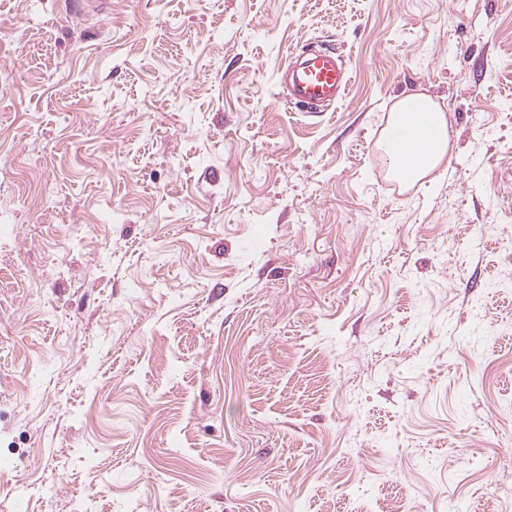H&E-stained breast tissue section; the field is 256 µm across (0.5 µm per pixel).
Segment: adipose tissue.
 I'll return each mask as SVG.
<instances>
[{"label":"adipose tissue","instance_id":"obj_1","mask_svg":"<svg viewBox=\"0 0 512 512\" xmlns=\"http://www.w3.org/2000/svg\"><path fill=\"white\" fill-rule=\"evenodd\" d=\"M387 168L405 181H418L443 159L448 150V126L434 102L421 94L401 98L380 142Z\"/></svg>","mask_w":512,"mask_h":512}]
</instances>
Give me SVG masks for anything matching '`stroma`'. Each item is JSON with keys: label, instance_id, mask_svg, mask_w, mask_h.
<instances>
[{"label": "stroma", "instance_id": "35a3bbf8", "mask_svg": "<svg viewBox=\"0 0 512 512\" xmlns=\"http://www.w3.org/2000/svg\"><path fill=\"white\" fill-rule=\"evenodd\" d=\"M0 200V512L512 502V0H0ZM287 98L304 109H318L342 96L350 77L345 73L340 56L330 50H308L285 67ZM443 114L421 94L407 95L394 105L390 127L380 142L389 172L416 183L437 167L448 150V126ZM419 127L426 131L419 133Z\"/></svg>", "mask_w": 512, "mask_h": 512}]
</instances>
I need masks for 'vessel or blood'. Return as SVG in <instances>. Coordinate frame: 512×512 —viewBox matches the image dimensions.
Returning a JSON list of instances; mask_svg holds the SVG:
<instances>
[{"instance_id":"b4317fda","label":"vessel or blood","mask_w":512,"mask_h":512,"mask_svg":"<svg viewBox=\"0 0 512 512\" xmlns=\"http://www.w3.org/2000/svg\"><path fill=\"white\" fill-rule=\"evenodd\" d=\"M285 72L288 100L309 110L336 101L350 81L339 55L327 48L305 51Z\"/></svg>"}]
</instances>
